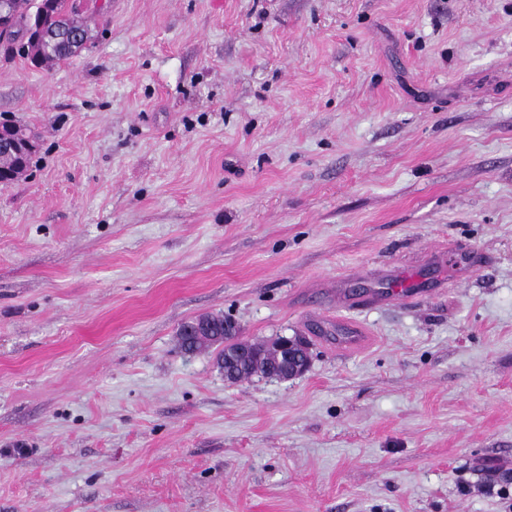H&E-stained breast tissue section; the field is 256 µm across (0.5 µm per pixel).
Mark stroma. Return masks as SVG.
I'll return each mask as SVG.
<instances>
[{
  "instance_id": "1",
  "label": "stroma",
  "mask_w": 512,
  "mask_h": 512,
  "mask_svg": "<svg viewBox=\"0 0 512 512\" xmlns=\"http://www.w3.org/2000/svg\"><path fill=\"white\" fill-rule=\"evenodd\" d=\"M83 2L0 46V512H512V0ZM206 313L307 371L225 381ZM84 45L73 50L69 43L62 42L58 44L54 50H51V48L47 47L45 44L31 42L30 39L27 38L26 43L22 44L21 49H23L24 53L30 55L33 60L44 62L71 58L78 54V51H80ZM1 128L4 131H12L15 132L16 134L27 136L23 137L13 134H5L0 129V148L2 146L8 151L18 154L0 155V173L4 172L5 174V178L2 183L8 184L15 181L20 175H22L26 171L27 166L31 160V156L35 152V143L33 139L28 137H33L37 143L39 141L40 136L37 133L35 135L28 133L25 129L16 127L15 124H4L3 126H1ZM29 150L32 151L26 153ZM22 154L24 155L19 156ZM390 285L386 291L368 298L358 299L350 297L342 289L343 279H336V306L342 309L355 308L361 305H379L388 301H409L418 294L413 288L414 284L397 268H387L381 271ZM363 341L361 328L343 317L336 316V343L345 347H358Z\"/></svg>"
}]
</instances>
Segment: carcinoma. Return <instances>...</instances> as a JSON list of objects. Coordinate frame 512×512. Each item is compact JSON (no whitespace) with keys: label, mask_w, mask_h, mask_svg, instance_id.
Returning <instances> with one entry per match:
<instances>
[{"label":"carcinoma","mask_w":512,"mask_h":512,"mask_svg":"<svg viewBox=\"0 0 512 512\" xmlns=\"http://www.w3.org/2000/svg\"><path fill=\"white\" fill-rule=\"evenodd\" d=\"M70 0H4L0 7L3 26L10 28L8 36H15L31 27L42 33H54L60 29L85 31L73 21L75 10ZM23 52L37 62L63 60L78 54V50L66 42L51 49L43 43L26 41ZM32 153L0 155V173L5 174L3 183L8 184L22 175L31 160ZM179 347L188 354L219 349L216 364L224 373V379L237 383L253 376H268L278 360L275 345L245 343L239 339V328L229 319L218 314L200 315L182 323L177 331Z\"/></svg>","instance_id":"1"}]
</instances>
